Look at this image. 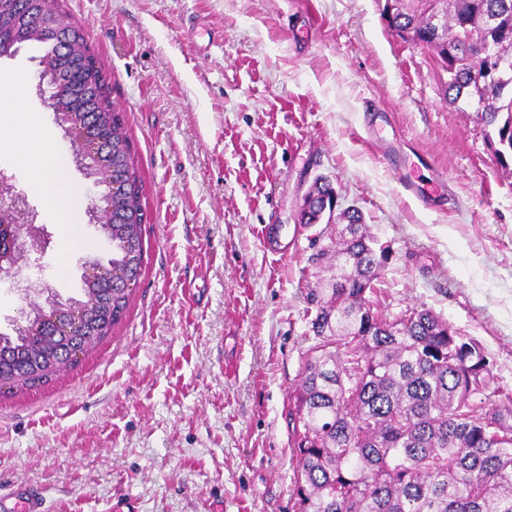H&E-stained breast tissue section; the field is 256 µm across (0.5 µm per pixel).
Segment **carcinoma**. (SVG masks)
I'll return each mask as SVG.
<instances>
[{"label": "carcinoma", "mask_w": 512, "mask_h": 512, "mask_svg": "<svg viewBox=\"0 0 512 512\" xmlns=\"http://www.w3.org/2000/svg\"><path fill=\"white\" fill-rule=\"evenodd\" d=\"M386 16L398 36L429 43L448 74V106H475L498 164L512 163V0H417ZM62 18V0H0V57L29 44L45 47ZM67 50L87 63L68 69L54 50L39 57L42 84L56 99L55 122L68 130L70 117L92 104L112 149L127 193L112 200V259L98 282H84L83 298L57 301L48 316L60 320L95 303L92 288L127 267L143 264V184L124 132V115L109 97L107 75L97 65L84 29L66 27ZM482 47L500 67L480 81ZM333 253L336 281L311 290L310 320L316 344L301 367L291 396L293 451L299 462L292 494L295 512H512V391L495 383L484 347L458 333L428 308L387 317L370 295L391 254L363 224L361 212L340 216ZM112 295V321L86 341L88 352L125 314L129 293ZM46 333L34 320L0 333L8 362L0 382L32 386L69 362V342L58 339L35 377V344Z\"/></svg>", "instance_id": "obj_1"}]
</instances>
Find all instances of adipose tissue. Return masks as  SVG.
I'll return each mask as SVG.
<instances>
[{
	"mask_svg": "<svg viewBox=\"0 0 512 512\" xmlns=\"http://www.w3.org/2000/svg\"><path fill=\"white\" fill-rule=\"evenodd\" d=\"M26 77L0 70V145L8 144L26 167L32 191L48 205L56 223H72L87 198L67 176L68 158L39 113L26 111Z\"/></svg>",
	"mask_w": 512,
	"mask_h": 512,
	"instance_id": "ef3b65f1",
	"label": "adipose tissue"
}]
</instances>
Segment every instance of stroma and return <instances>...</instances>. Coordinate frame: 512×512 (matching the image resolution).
Here are the masks:
<instances>
[{
    "instance_id": "1",
    "label": "stroma",
    "mask_w": 512,
    "mask_h": 512,
    "mask_svg": "<svg viewBox=\"0 0 512 512\" xmlns=\"http://www.w3.org/2000/svg\"><path fill=\"white\" fill-rule=\"evenodd\" d=\"M123 112L143 181L144 255L125 316L70 369L0 392V512L15 488L49 512H294L290 395L330 277V224L297 217L315 182L392 255L375 310L425 307L491 355L512 388V173L448 75L381 0H66ZM29 49L26 105L53 126ZM0 173L47 244L44 274L0 283V332L27 299L76 297L112 244L89 213L66 249L12 153ZM417 194L405 193L401 180ZM277 225L269 250L262 227Z\"/></svg>"
}]
</instances>
